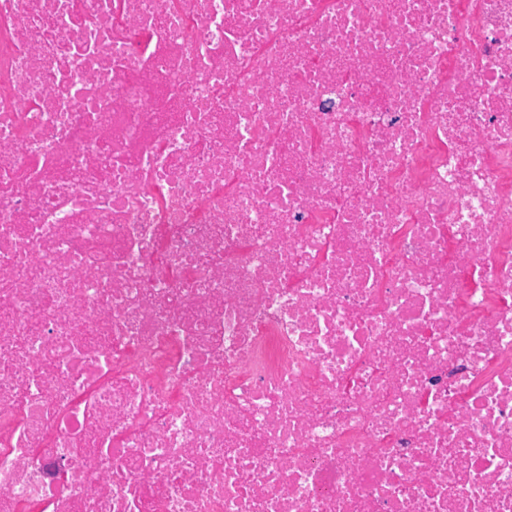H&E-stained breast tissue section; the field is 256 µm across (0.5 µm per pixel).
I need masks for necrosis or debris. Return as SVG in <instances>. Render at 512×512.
Masks as SVG:
<instances>
[{"instance_id":"necrosis-or-debris-1","label":"necrosis or debris","mask_w":512,"mask_h":512,"mask_svg":"<svg viewBox=\"0 0 512 512\" xmlns=\"http://www.w3.org/2000/svg\"><path fill=\"white\" fill-rule=\"evenodd\" d=\"M0 512H512V0H0Z\"/></svg>"}]
</instances>
